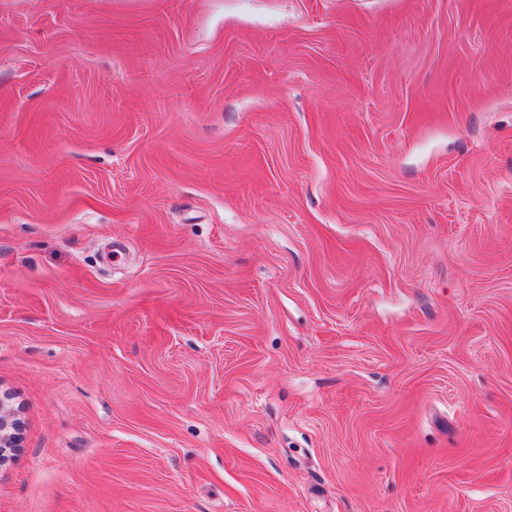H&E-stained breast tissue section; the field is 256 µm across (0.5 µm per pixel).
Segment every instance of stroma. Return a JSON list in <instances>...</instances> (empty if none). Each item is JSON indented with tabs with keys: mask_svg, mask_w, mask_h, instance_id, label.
Segmentation results:
<instances>
[{
	"mask_svg": "<svg viewBox=\"0 0 512 512\" xmlns=\"http://www.w3.org/2000/svg\"><path fill=\"white\" fill-rule=\"evenodd\" d=\"M0 512H512V0H0ZM7 395L0 398V467L6 465L19 447L15 430L19 422L16 411L8 405Z\"/></svg>",
	"mask_w": 512,
	"mask_h": 512,
	"instance_id": "1",
	"label": "stroma"
}]
</instances>
